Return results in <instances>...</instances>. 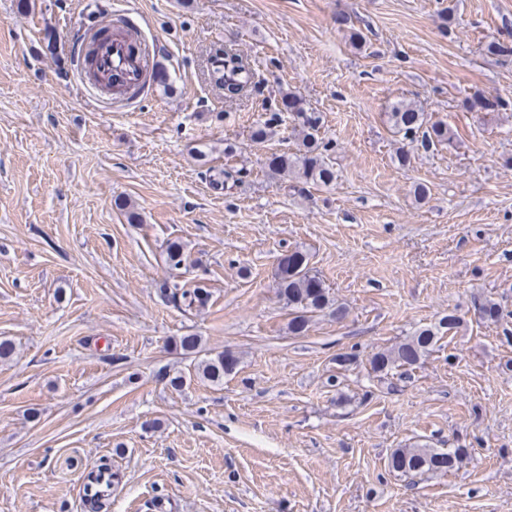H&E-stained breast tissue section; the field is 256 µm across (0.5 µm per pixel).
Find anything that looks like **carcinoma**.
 I'll use <instances>...</instances> for the list:
<instances>
[{
	"label": "carcinoma",
	"instance_id": "1",
	"mask_svg": "<svg viewBox=\"0 0 512 512\" xmlns=\"http://www.w3.org/2000/svg\"><path fill=\"white\" fill-rule=\"evenodd\" d=\"M255 70L241 54L231 51L210 58L208 77L210 83L224 89L227 97L243 95L252 84ZM388 123L393 133L401 136L397 160L405 165L410 162L408 146L420 143L423 147L449 143L454 134L448 124L427 120L425 113L414 103L399 100L392 103L387 112ZM291 120L294 129L301 136V144L295 153H281L272 156L268 169L278 175L295 174L313 183L328 184L335 180L336 172L327 157L330 143L319 137L322 118L320 113L305 107L303 100L292 91L280 92L275 108L268 113L252 133V141L264 142L274 129L286 120ZM204 175L211 187L217 191L224 189L225 183L234 178L233 170L208 168ZM278 294L281 300L294 310L291 330L295 334L305 331L310 317L332 306L328 289L323 281L309 267L307 253L293 250L284 256L276 272ZM166 297L178 307L191 311L204 306L209 294L204 289L191 284L174 283L165 287ZM458 318L450 313L443 317L437 327L419 329L398 345L373 354L371 369L375 373L388 374L391 370L414 366L432 351L439 340V329H453ZM236 358L224 352H207L198 362V375L214 385L224 384V374L232 371ZM464 451L456 448L441 452L435 448L416 446L397 448L389 458L390 467L410 476L447 471L455 468L463 459ZM83 496L91 512H108L111 504L112 485L119 482V476L112 466L102 463L89 470L84 476Z\"/></svg>",
	"mask_w": 512,
	"mask_h": 512
}]
</instances>
